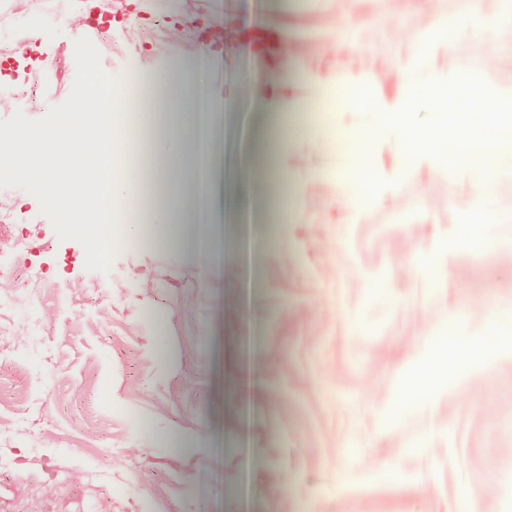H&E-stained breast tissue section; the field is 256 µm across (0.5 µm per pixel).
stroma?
I'll return each mask as SVG.
<instances>
[{
  "label": "stroma",
  "instance_id": "1",
  "mask_svg": "<svg viewBox=\"0 0 512 512\" xmlns=\"http://www.w3.org/2000/svg\"><path fill=\"white\" fill-rule=\"evenodd\" d=\"M59 19L38 46L41 76L26 117L69 95L77 14L69 0H34ZM130 30L94 44L101 64L137 73L139 108L160 77L193 69L198 30L218 29L203 70L209 99L251 105L253 83L290 99L294 75L369 70L396 94L398 64L433 18L436 0H134ZM270 46L238 50L255 28ZM429 67L512 80V43L482 29L436 44ZM261 108L241 112L224 170L250 223L255 270L224 227V260L205 262L140 184L139 222L123 232L110 272L85 267L83 246L59 239L39 203L0 189L18 216L19 249H0V484L11 512H512V347L449 372L429 401L402 387L433 348L512 329V223L487 232L484 256L436 252L472 204L460 174L445 196L435 171L385 192L362 222L336 204L329 178L356 156L341 130L371 112L326 98L287 112L253 142ZM303 209L279 221L282 195ZM434 257L432 269L421 261ZM462 324H455L457 314Z\"/></svg>",
  "mask_w": 512,
  "mask_h": 512
}]
</instances>
